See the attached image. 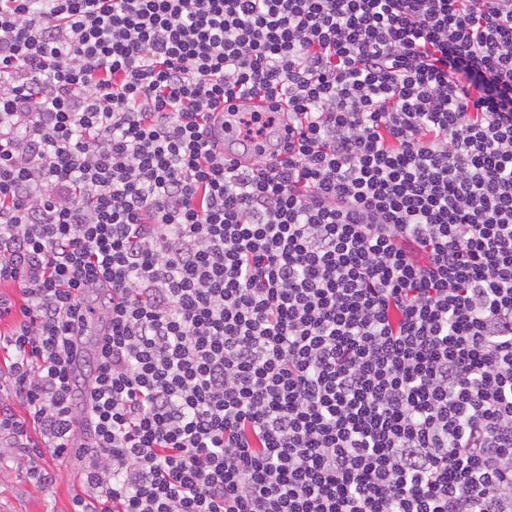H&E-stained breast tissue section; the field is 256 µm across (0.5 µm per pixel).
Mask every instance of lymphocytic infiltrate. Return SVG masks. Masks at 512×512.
<instances>
[{
    "mask_svg": "<svg viewBox=\"0 0 512 512\" xmlns=\"http://www.w3.org/2000/svg\"><path fill=\"white\" fill-rule=\"evenodd\" d=\"M2 285L73 512H512V0H0Z\"/></svg>",
    "mask_w": 512,
    "mask_h": 512,
    "instance_id": "1",
    "label": "lymphocytic infiltrate"
}]
</instances>
